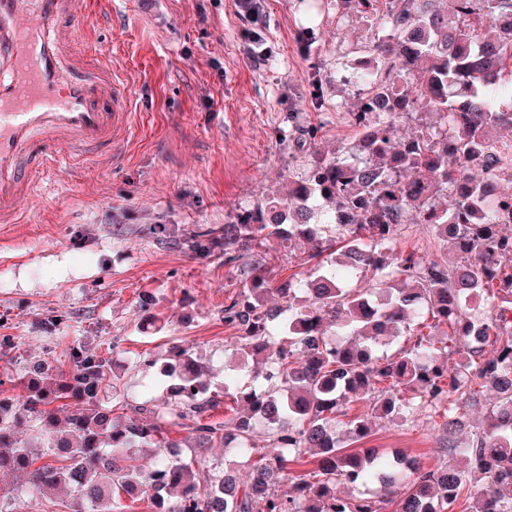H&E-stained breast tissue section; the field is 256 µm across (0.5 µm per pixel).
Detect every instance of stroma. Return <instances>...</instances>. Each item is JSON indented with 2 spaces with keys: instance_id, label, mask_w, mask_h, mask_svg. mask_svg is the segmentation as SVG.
I'll return each mask as SVG.
<instances>
[{
  "instance_id": "obj_1",
  "label": "stroma",
  "mask_w": 512,
  "mask_h": 512,
  "mask_svg": "<svg viewBox=\"0 0 512 512\" xmlns=\"http://www.w3.org/2000/svg\"><path fill=\"white\" fill-rule=\"evenodd\" d=\"M367 28L331 0H261L256 16L238 0H114L111 26L76 39L74 49L89 60L94 42H111L135 125L98 158L96 179L70 170L55 191L24 203V223L0 224V336L15 344L0 373L20 375L43 358L63 363L78 344L110 351L122 400L158 404L165 390L142 360L164 359L177 343L223 386L234 341L224 305L241 273L150 229L165 224L182 237L224 223L270 185L298 176L305 164L280 140L289 113L317 129L321 151L352 143L359 91L338 77L363 55ZM144 294L166 324L152 337L139 330ZM50 316L59 323L48 332L40 322ZM438 444L437 427L422 416L405 427L377 425L363 442L426 465Z\"/></svg>"
}]
</instances>
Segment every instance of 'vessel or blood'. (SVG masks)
<instances>
[{"mask_svg":"<svg viewBox=\"0 0 512 512\" xmlns=\"http://www.w3.org/2000/svg\"><path fill=\"white\" fill-rule=\"evenodd\" d=\"M90 0H0V223L22 221V201L91 149L132 128L130 86L97 43L91 63L72 52L96 12Z\"/></svg>","mask_w":512,"mask_h":512,"instance_id":"obj_1","label":"vessel or blood"}]
</instances>
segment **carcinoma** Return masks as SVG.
<instances>
[{
  "mask_svg": "<svg viewBox=\"0 0 512 512\" xmlns=\"http://www.w3.org/2000/svg\"><path fill=\"white\" fill-rule=\"evenodd\" d=\"M440 2L336 0L370 23L369 57L346 77L360 91L351 146L328 157L312 135H283L290 154L307 153L305 172L184 241L246 274L224 305L238 356L224 387L174 344L144 360L165 403L118 413L113 359L73 345L66 371L6 375L21 393H0L1 473L49 512H129L142 498L153 512H451L462 498L469 512H512V0ZM406 224L428 225L439 252L401 246ZM269 240L286 256L304 247V274L276 278ZM140 307L144 330L163 328L150 295ZM487 389L496 400L461 447L455 435ZM224 400L229 414L212 420ZM359 401L371 414L348 418ZM423 413L443 433L427 467L347 449L377 421ZM32 428L37 450L23 438ZM134 448L154 450L148 468L127 464ZM209 448L246 459L249 481L230 460L210 464ZM308 453L314 468L299 474Z\"/></svg>",
  "mask_w": 512,
  "mask_h": 512,
  "instance_id": "cac0c4a2",
  "label": "carcinoma"
}]
</instances>
